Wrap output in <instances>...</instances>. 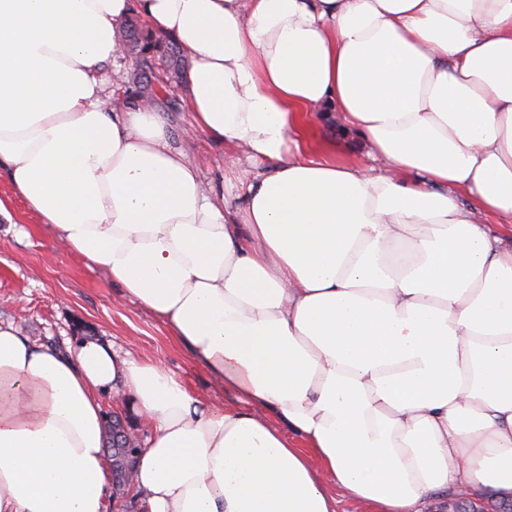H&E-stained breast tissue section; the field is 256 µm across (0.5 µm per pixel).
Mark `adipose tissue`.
Instances as JSON below:
<instances>
[{"label":"adipose tissue","mask_w":512,"mask_h":512,"mask_svg":"<svg viewBox=\"0 0 512 512\" xmlns=\"http://www.w3.org/2000/svg\"><path fill=\"white\" fill-rule=\"evenodd\" d=\"M134 11L186 51L190 133L253 165L239 206L109 101ZM329 112L370 166L314 158ZM1 164L237 404L0 324V512H107V391L153 427L136 512L512 501V0H0Z\"/></svg>","instance_id":"1"}]
</instances>
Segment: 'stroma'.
Listing matches in <instances>:
<instances>
[{
	"mask_svg": "<svg viewBox=\"0 0 512 512\" xmlns=\"http://www.w3.org/2000/svg\"><path fill=\"white\" fill-rule=\"evenodd\" d=\"M157 109L174 136L173 144L197 164L206 186L223 192L224 148L201 135H188L187 108L170 112L165 99ZM309 141L325 158L362 160L356 135L326 117L308 130ZM49 347L63 348L83 338H98L122 352L145 359L163 357L168 369L192 391L219 406L236 405V395L215 388L202 368L194 366L168 327L140 303L124 298L119 286L50 234L0 172V323Z\"/></svg>",
	"mask_w": 512,
	"mask_h": 512,
	"instance_id": "35a3bbf8",
	"label": "stroma"
}]
</instances>
